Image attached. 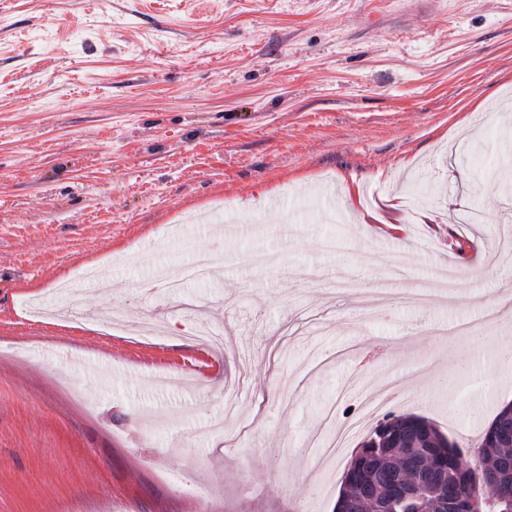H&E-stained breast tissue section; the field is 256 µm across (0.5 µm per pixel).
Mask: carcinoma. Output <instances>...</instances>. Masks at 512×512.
<instances>
[{
  "mask_svg": "<svg viewBox=\"0 0 512 512\" xmlns=\"http://www.w3.org/2000/svg\"><path fill=\"white\" fill-rule=\"evenodd\" d=\"M505 410L483 430L473 460L463 464L464 452L453 439L445 448H421L426 468L444 472L456 488V498L442 507L443 512H512V445L496 441L494 427ZM430 430L437 439L445 438L428 419L416 414L389 413L358 443L344 471L335 512H365L367 501L362 491L372 492L390 501L389 512H424L426 503L391 496L390 471L404 449L396 447V434L403 427ZM494 474L493 485H485V475Z\"/></svg>",
  "mask_w": 512,
  "mask_h": 512,
  "instance_id": "obj_1",
  "label": "carcinoma"
}]
</instances>
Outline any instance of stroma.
Segmentation results:
<instances>
[{
	"label": "stroma",
	"instance_id": "obj_1",
	"mask_svg": "<svg viewBox=\"0 0 512 512\" xmlns=\"http://www.w3.org/2000/svg\"><path fill=\"white\" fill-rule=\"evenodd\" d=\"M504 171L512 0H0V512H334L362 372L474 441Z\"/></svg>",
	"mask_w": 512,
	"mask_h": 512
}]
</instances>
